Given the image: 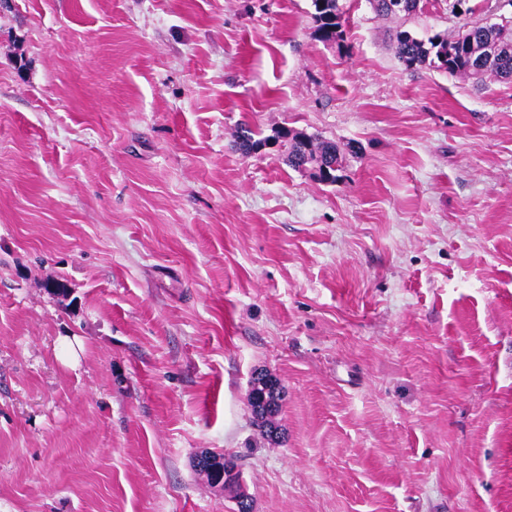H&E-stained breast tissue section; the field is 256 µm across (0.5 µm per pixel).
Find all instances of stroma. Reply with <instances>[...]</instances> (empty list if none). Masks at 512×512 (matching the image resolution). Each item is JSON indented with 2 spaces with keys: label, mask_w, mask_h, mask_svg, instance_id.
Here are the masks:
<instances>
[{
  "label": "stroma",
  "mask_w": 512,
  "mask_h": 512,
  "mask_svg": "<svg viewBox=\"0 0 512 512\" xmlns=\"http://www.w3.org/2000/svg\"><path fill=\"white\" fill-rule=\"evenodd\" d=\"M339 4L0 0V512H512V82L392 43L512 0ZM314 31L320 41L343 46L344 29L339 0H311ZM284 131H286L285 136H290L287 146L288 165L295 170H302V166L313 163L325 166L329 177L320 182L336 183L338 180L336 172L340 167L339 150L336 144L303 132L288 129H284ZM260 378H263V380H261V382L262 381L264 382V381L268 380L269 377L268 376L265 377V375H262V374H256L255 377L252 378L251 386H252V388L254 386L255 387L253 388V391L250 394V402H251V399L253 398V396H251V395H253L254 393H263L265 391L264 387H266V384L256 386L259 381L258 379H260ZM269 385H270V382H268V388H269ZM279 390H280L279 383L274 384L271 388H269V392L271 393L270 397H268V394L265 393L262 396H260V398L258 400L254 399V401H253L254 404L251 402L252 414L254 416L255 422H256L260 432L262 433V435H265L266 437H271L270 436L271 424H275V417L276 418L278 417L281 406H282V403H280V404H277L276 407L274 408V403L277 402L276 398H277V394H278ZM254 405L256 406V410H258V411L261 409V407H263L265 409V411H268L272 408H274V410H273L272 415H269L268 417L264 418L263 416H260L257 412H255ZM215 459L219 458L218 465L221 469H218L214 473L212 471H200V474L206 476L208 482L212 481L214 478L220 479L224 476V483L222 481H217L214 483V487H218L220 489H224V484L236 486L239 484L237 478L239 476V471L237 470L238 465L236 459L232 455L226 454H213ZM236 470L235 474H232Z\"/></svg>",
  "instance_id": "obj_1"
}]
</instances>
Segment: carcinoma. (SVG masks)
Returning a JSON list of instances; mask_svg holds the SVG:
<instances>
[{
    "label": "carcinoma",
    "instance_id": "1",
    "mask_svg": "<svg viewBox=\"0 0 512 512\" xmlns=\"http://www.w3.org/2000/svg\"><path fill=\"white\" fill-rule=\"evenodd\" d=\"M375 11L382 17L397 14L410 16L419 10V5L408 4L403 0L402 7L393 8L394 0H373ZM312 19L314 31L320 41L328 44L342 45L344 29L339 0H312ZM395 53L406 66L429 65L444 70L451 75H463L480 80L491 73L500 78L512 79V38L506 34V25L494 23H467L451 40H419L405 30H398L392 35ZM491 58L484 68L475 65V59ZM289 135L287 146L288 165L296 170L304 165L318 164L327 167V181L338 180L339 150L332 141L322 140L303 132L286 131ZM269 142L267 138H255L252 130L244 127L238 131L236 146L242 154L248 156L262 149ZM220 469L203 475L211 481L224 479L231 486L238 485V465L232 455L219 454Z\"/></svg>",
    "mask_w": 512,
    "mask_h": 512
}]
</instances>
